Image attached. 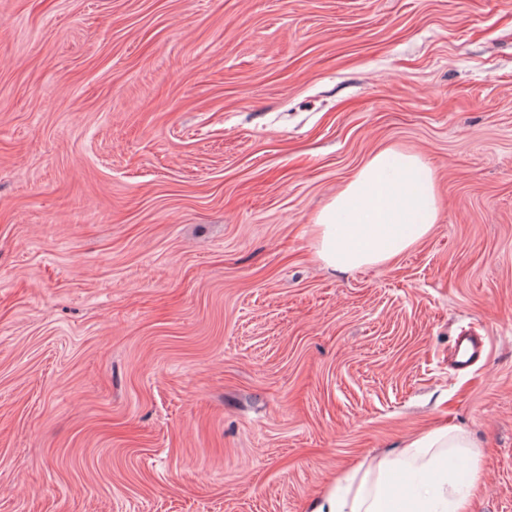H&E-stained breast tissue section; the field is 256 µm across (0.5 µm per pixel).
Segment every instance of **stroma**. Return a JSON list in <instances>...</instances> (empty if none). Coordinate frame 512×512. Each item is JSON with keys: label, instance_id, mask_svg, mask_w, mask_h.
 Masks as SVG:
<instances>
[{"label": "stroma", "instance_id": "obj_1", "mask_svg": "<svg viewBox=\"0 0 512 512\" xmlns=\"http://www.w3.org/2000/svg\"><path fill=\"white\" fill-rule=\"evenodd\" d=\"M385 146L439 222L332 271ZM443 425L512 512V0H0V512H312Z\"/></svg>", "mask_w": 512, "mask_h": 512}]
</instances>
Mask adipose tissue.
<instances>
[{
  "mask_svg": "<svg viewBox=\"0 0 512 512\" xmlns=\"http://www.w3.org/2000/svg\"><path fill=\"white\" fill-rule=\"evenodd\" d=\"M440 212L435 175L422 155L383 148L317 214L316 254L334 271L387 264L427 237ZM448 453L466 466L467 488L449 473ZM399 466L415 478L401 500L388 480ZM479 467L474 441L459 428L440 427L410 439L397 456L359 462L313 512H467Z\"/></svg>",
  "mask_w": 512,
  "mask_h": 512,
  "instance_id": "ef3b65f1",
  "label": "adipose tissue"
}]
</instances>
